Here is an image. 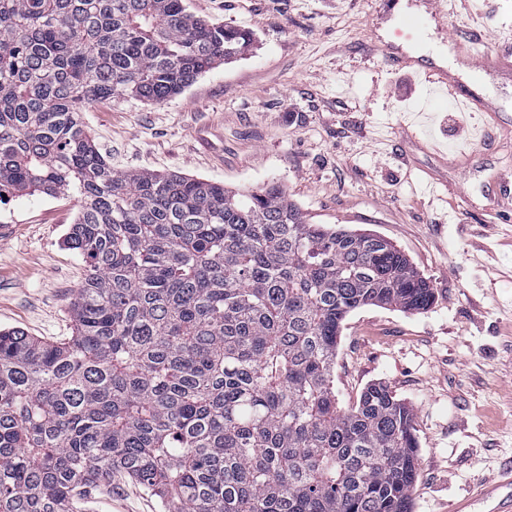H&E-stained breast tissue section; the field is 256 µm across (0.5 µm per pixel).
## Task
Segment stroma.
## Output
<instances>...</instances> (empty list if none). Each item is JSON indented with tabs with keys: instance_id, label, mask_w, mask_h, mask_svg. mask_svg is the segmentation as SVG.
<instances>
[{
	"instance_id": "1",
	"label": "stroma",
	"mask_w": 512,
	"mask_h": 512,
	"mask_svg": "<svg viewBox=\"0 0 512 512\" xmlns=\"http://www.w3.org/2000/svg\"><path fill=\"white\" fill-rule=\"evenodd\" d=\"M191 13L250 31L241 59L161 103L121 96L83 120L117 170L202 178L240 192L277 183L312 224L380 235L432 285L427 311L367 306L351 313L334 388L351 405L385 382L413 414L418 479L412 512H448L512 466V0H457L434 37L481 38L476 66L445 65L496 106L500 136L477 140L479 113L449 124L452 97L388 72L374 43L379 0H187ZM430 170L447 201L420 191ZM75 197L0 205V329L60 341L85 272L64 238ZM140 485L116 480L81 512H162Z\"/></svg>"
}]
</instances>
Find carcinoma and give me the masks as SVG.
<instances>
[{
  "instance_id": "carcinoma-1",
  "label": "carcinoma",
  "mask_w": 512,
  "mask_h": 512,
  "mask_svg": "<svg viewBox=\"0 0 512 512\" xmlns=\"http://www.w3.org/2000/svg\"><path fill=\"white\" fill-rule=\"evenodd\" d=\"M185 0H0V204L71 194L74 333L0 331V512H73L119 475L165 512H411L418 443L382 383L336 399L346 317L428 309L390 241L241 193L118 171L90 103H160L245 55Z\"/></svg>"
}]
</instances>
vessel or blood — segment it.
Listing matches in <instances>:
<instances>
[{
	"instance_id": "obj_1",
	"label": "vessel or blood",
	"mask_w": 512,
	"mask_h": 512,
	"mask_svg": "<svg viewBox=\"0 0 512 512\" xmlns=\"http://www.w3.org/2000/svg\"><path fill=\"white\" fill-rule=\"evenodd\" d=\"M425 15L399 13L393 15L395 38L392 41H379L375 50L395 71H405L432 84L436 88L449 91L458 104L473 112H483L494 116L493 103L476 93L459 88L451 80L447 69L431 57L415 58L403 48L404 42L419 38L426 30L427 19L442 21L448 13V0H425ZM477 499L488 502L489 512H512V469L502 471L498 479L482 485Z\"/></svg>"
}]
</instances>
